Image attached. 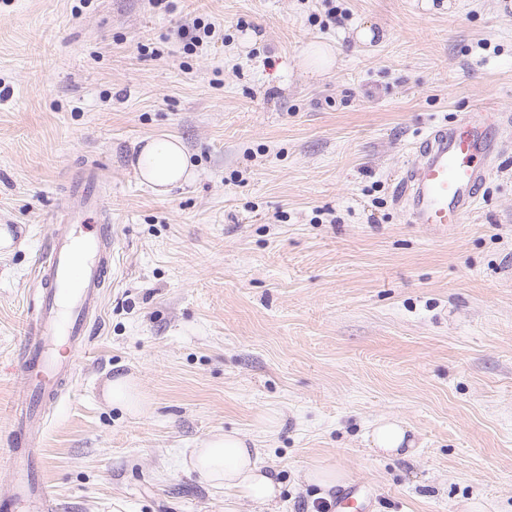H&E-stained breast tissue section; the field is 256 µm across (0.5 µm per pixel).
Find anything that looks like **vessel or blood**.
Listing matches in <instances>:
<instances>
[{
    "label": "vessel or blood",
    "instance_id": "vessel-or-blood-1",
    "mask_svg": "<svg viewBox=\"0 0 512 512\" xmlns=\"http://www.w3.org/2000/svg\"><path fill=\"white\" fill-rule=\"evenodd\" d=\"M512 128V114L494 112L482 102L450 124L431 128L411 151L398 183L396 202L409 223L459 224L478 206L497 158L498 139ZM72 205L54 230L35 269L40 308L30 320L23 371L30 407L19 440L32 443L42 428L40 406L56 401L100 315L103 290L112 279L116 241L112 220L103 217L86 232L83 216L101 210L99 180L89 177L73 187ZM31 461L16 460L9 498L0 507L19 505L46 512L47 487L30 472Z\"/></svg>",
    "mask_w": 512,
    "mask_h": 512
}]
</instances>
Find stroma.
Masks as SVG:
<instances>
[{"mask_svg": "<svg viewBox=\"0 0 512 512\" xmlns=\"http://www.w3.org/2000/svg\"><path fill=\"white\" fill-rule=\"evenodd\" d=\"M196 18L215 35L189 55ZM312 41L331 72L300 65ZM478 100L512 113L505 0H0V496L35 268L93 173L117 273L43 411L54 512H317L315 466L369 512H512V131L464 223L395 202L411 146ZM169 134L196 176L158 195L133 163ZM119 376L139 415L106 401ZM387 417L413 455L374 451ZM224 430L257 442L274 502L184 467Z\"/></svg>", "mask_w": 512, "mask_h": 512, "instance_id": "obj_1", "label": "stroma"}]
</instances>
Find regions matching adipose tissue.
<instances>
[{
	"instance_id": "1",
	"label": "adipose tissue",
	"mask_w": 512,
	"mask_h": 512,
	"mask_svg": "<svg viewBox=\"0 0 512 512\" xmlns=\"http://www.w3.org/2000/svg\"><path fill=\"white\" fill-rule=\"evenodd\" d=\"M134 166L141 181L160 195L195 176L181 140L174 136L147 140ZM183 464L214 486L243 489L260 502H272L279 493V483L261 467L257 444L234 432L216 433L203 440L184 457Z\"/></svg>"
}]
</instances>
